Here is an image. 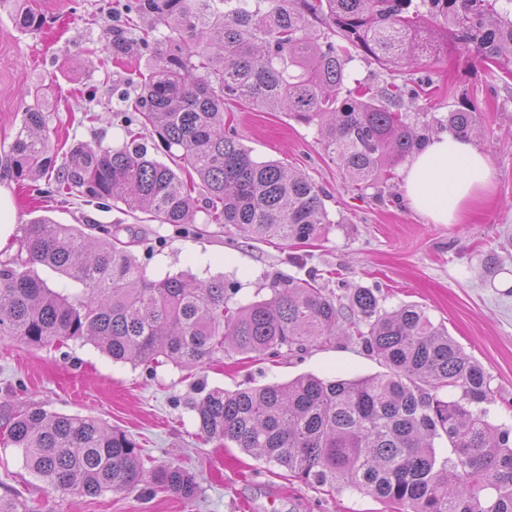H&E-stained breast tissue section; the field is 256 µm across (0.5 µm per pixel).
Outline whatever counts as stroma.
Wrapping results in <instances>:
<instances>
[{
  "instance_id": "stroma-1",
  "label": "stroma",
  "mask_w": 512,
  "mask_h": 512,
  "mask_svg": "<svg viewBox=\"0 0 512 512\" xmlns=\"http://www.w3.org/2000/svg\"><path fill=\"white\" fill-rule=\"evenodd\" d=\"M116 4L36 0L45 17L39 33L19 30L11 14L0 11V187L10 191L19 224L0 250V262L17 255L21 225L46 215L61 224L117 230L149 278L187 272L241 282L242 301L268 297L267 284L278 274L316 275L343 301L353 289L373 288L384 309L415 304L445 324L491 376L492 421L512 424L506 410L512 403V74L489 73L476 51L453 45L423 65L432 83L409 109V122L428 127L430 135L443 134L449 111L461 100L473 101L482 132L472 142L493 166V193L461 223L432 224L414 211L401 170L375 189L352 186L325 154L315 127L235 99L224 110L239 142L256 160H277L308 176L322 192L329 223L306 244L254 240L201 215L194 229L157 224L108 200L78 193L58 197L47 192L43 179L29 186L10 167L23 116L36 107L46 111L54 147L122 146L121 121L137 94L131 79L146 61L113 62L110 11ZM382 370L344 336L298 355L243 360L227 353L192 370L115 363L82 340L32 348L0 338V400L102 419L141 444L145 469L181 467L201 489L192 501L147 482L98 496L56 493L28 472L21 450L0 435V496H19L33 512H382L372 497L312 488L285 468L205 441L194 410L204 387L233 391L302 374L352 379Z\"/></svg>"
}]
</instances>
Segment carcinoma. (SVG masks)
Wrapping results in <instances>:
<instances>
[{"instance_id": "carcinoma-1", "label": "carcinoma", "mask_w": 512, "mask_h": 512, "mask_svg": "<svg viewBox=\"0 0 512 512\" xmlns=\"http://www.w3.org/2000/svg\"><path fill=\"white\" fill-rule=\"evenodd\" d=\"M2 9L24 31L43 28L30 0H0ZM115 20L130 33L166 31L152 41L114 40L116 52L152 59L138 81L136 115L125 119L126 140L69 148L53 192L110 199L160 224L196 223L201 194L206 223L253 239L308 241L331 220L302 173L257 161L239 143L224 98L317 127L345 178L367 189L419 147L405 109L417 90H374L358 79L350 87L351 63L409 70L436 57V35L445 33L488 66L512 65V0H125ZM475 112L471 102L449 112L448 131L475 134ZM45 128L41 108L24 113L12 149L17 179L49 175ZM144 128L170 163L140 146ZM22 232L25 255L0 263V336L35 348L86 339L115 362L162 358L193 369L224 352H303L340 331L386 372L212 389L196 406L200 431L307 485L355 491L393 512H512V427L489 421L490 376L419 306L386 311L372 289L357 288L344 325L336 300L311 275L275 280L268 298L231 308L237 284L183 273L150 280L130 243L102 226L41 216ZM37 265L80 292L50 287ZM0 420L25 467L53 492L96 496L144 481L184 499L199 491L196 476L179 467L145 471L135 440L100 419L35 404L15 411L5 400ZM441 443L450 454L439 452Z\"/></svg>"}]
</instances>
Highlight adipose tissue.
<instances>
[{
    "mask_svg": "<svg viewBox=\"0 0 512 512\" xmlns=\"http://www.w3.org/2000/svg\"><path fill=\"white\" fill-rule=\"evenodd\" d=\"M489 158L469 141L450 134L433 137L403 172L411 206L434 224L458 223L472 203L493 189Z\"/></svg>",
    "mask_w": 512,
    "mask_h": 512,
    "instance_id": "1",
    "label": "adipose tissue"
}]
</instances>
